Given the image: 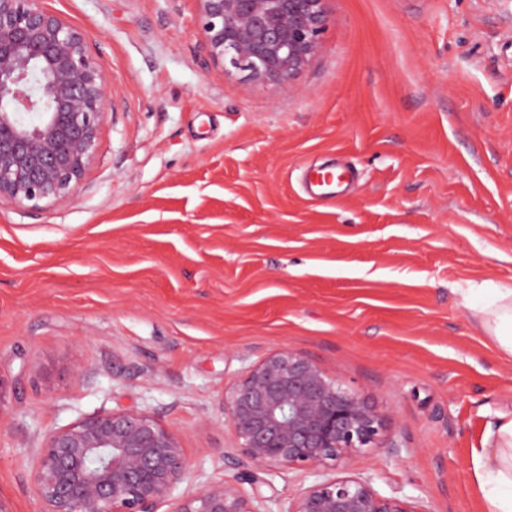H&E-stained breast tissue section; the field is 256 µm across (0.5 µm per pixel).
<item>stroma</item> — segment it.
<instances>
[{
  "label": "stroma",
  "instance_id": "35a3bbf8",
  "mask_svg": "<svg viewBox=\"0 0 512 512\" xmlns=\"http://www.w3.org/2000/svg\"><path fill=\"white\" fill-rule=\"evenodd\" d=\"M112 78L75 199L0 205V501L43 512L51 429L145 410L173 492L246 479L224 391L286 347L374 404L351 471L421 512H482L471 453L512 414V358L463 290L512 286V0H327L293 91L225 72L197 0H45ZM349 165L314 201L305 168ZM313 481L268 475L271 512Z\"/></svg>",
  "mask_w": 512,
  "mask_h": 512
}]
</instances>
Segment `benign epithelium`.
Here are the masks:
<instances>
[{
	"instance_id": "benign-epithelium-1",
	"label": "benign epithelium",
	"mask_w": 512,
	"mask_h": 512,
	"mask_svg": "<svg viewBox=\"0 0 512 512\" xmlns=\"http://www.w3.org/2000/svg\"><path fill=\"white\" fill-rule=\"evenodd\" d=\"M209 56L257 83L284 85L316 55L326 0H198ZM111 80L86 35L44 0H0V204L67 205L95 160ZM237 445L260 472L318 476L286 512H420L350 472L382 445L383 416L311 360L282 348L224 391ZM189 460L178 433L146 411L112 409L50 430L35 491L45 512H156ZM341 468L339 475L320 472ZM258 488L203 483L170 512H262Z\"/></svg>"
}]
</instances>
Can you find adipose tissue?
I'll return each mask as SVG.
<instances>
[{
	"mask_svg": "<svg viewBox=\"0 0 512 512\" xmlns=\"http://www.w3.org/2000/svg\"><path fill=\"white\" fill-rule=\"evenodd\" d=\"M472 311L484 334L512 357V288L496 289L491 301ZM471 463L486 512H512V416L501 417L481 437Z\"/></svg>",
	"mask_w": 512,
	"mask_h": 512,
	"instance_id": "ef3b65f1",
	"label": "adipose tissue"
}]
</instances>
